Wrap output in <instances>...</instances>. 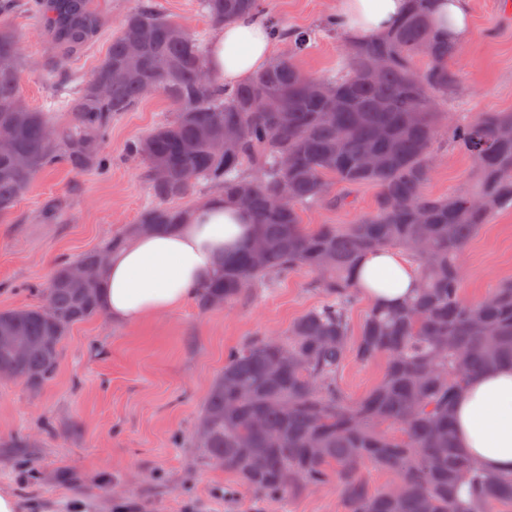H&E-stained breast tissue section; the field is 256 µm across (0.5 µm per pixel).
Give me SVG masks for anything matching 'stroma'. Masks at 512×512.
<instances>
[{"instance_id":"1","label":"stroma","mask_w":512,"mask_h":512,"mask_svg":"<svg viewBox=\"0 0 512 512\" xmlns=\"http://www.w3.org/2000/svg\"><path fill=\"white\" fill-rule=\"evenodd\" d=\"M142 0H94L100 36L70 65L73 78H87L106 54L126 14ZM164 16L194 36L210 38L214 26L196 0H153ZM285 28L315 32L298 66L323 77L341 64L344 40L321 33L336 0H267ZM23 39L27 59L19 84L31 107L67 120L59 100L68 87L55 81V54L33 13L9 18ZM471 34L454 62L460 81L440 104L450 121L478 112H512V0H472ZM176 110L155 93L112 122L104 142L108 171L77 173L58 165L40 171L0 216V310L41 304L37 284L53 266L74 261L126 233L153 197L145 165L127 145L172 118ZM473 163L439 134L424 191L445 197L469 188ZM349 196L347 208L303 210L305 224H350L372 211L376 191L364 185H333ZM57 218L40 219L47 206ZM461 295L485 298L512 280V209L498 212L467 245ZM313 273L299 270L270 288L220 309L196 301L126 327L104 316L78 323L60 352L54 378L41 390L19 379L0 380V489L12 491L23 512H345L335 480L274 503L258 496L224 497L234 483L224 469L201 465L191 444L197 417L225 354L259 334L279 336L322 297ZM385 358L348 359L340 373L346 394L357 399L381 380Z\"/></svg>"}]
</instances>
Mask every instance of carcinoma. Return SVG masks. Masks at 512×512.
<instances>
[{
  "instance_id": "carcinoma-1",
  "label": "carcinoma",
  "mask_w": 512,
  "mask_h": 512,
  "mask_svg": "<svg viewBox=\"0 0 512 512\" xmlns=\"http://www.w3.org/2000/svg\"><path fill=\"white\" fill-rule=\"evenodd\" d=\"M93 0H40L66 80L72 59L100 34ZM433 0H409L384 36L346 43L344 62L323 78L302 72L296 58L310 32L269 20L288 55L274 57L249 82L228 90L205 65L206 46L148 3L121 23L103 59L61 108L59 125L20 97L25 57L6 20L15 0H0V216L9 213L34 175L63 164L75 172L108 165L104 139L112 119L152 92L176 105L174 117L130 142L146 161L155 204L128 232L178 224L188 209L173 202L206 183L234 201L245 197L254 240L224 262V274L196 297L204 309L298 269L316 275L322 302L281 337H253L229 352L200 409L193 447L199 462L233 474L238 486L266 499L339 484L346 512H499L512 506V475L482 470L455 446L450 405L469 376L512 362V283L477 303L461 297L459 258L482 225L512 207V112H480L448 128V139L474 164L473 186L446 198L424 193L431 174L439 99L459 82L452 62L461 43L435 30ZM220 26L240 14L265 12V0H199ZM141 47L129 61V46ZM383 58L372 75L368 65ZM104 84L101 97L95 86ZM235 139L224 155L216 140ZM194 145L187 152L184 146ZM288 155V167L281 165ZM374 156L378 165L365 166ZM377 189L374 209L352 224L301 222L306 208L334 205L331 184ZM125 237L84 254L100 266ZM398 248L416 265L420 288L403 305H370L358 334L351 309L364 296L356 262L374 249ZM61 263L42 289L43 303L0 311V336L31 342L18 353L0 346V368L40 388L54 377L71 327L101 314L100 279L74 281ZM387 358L381 382L357 401L339 383L352 356ZM370 463L393 474L369 488Z\"/></svg>"
}]
</instances>
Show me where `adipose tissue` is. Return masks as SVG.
<instances>
[{
  "label": "adipose tissue",
  "instance_id": "ef3b65f1",
  "mask_svg": "<svg viewBox=\"0 0 512 512\" xmlns=\"http://www.w3.org/2000/svg\"><path fill=\"white\" fill-rule=\"evenodd\" d=\"M407 0H337L336 22L349 41L386 34L403 15ZM434 27L455 40L469 35V0H439ZM274 42L265 19L244 15L213 32L207 69L225 84L251 79L269 66ZM257 231L251 213L213 193L174 228L131 234L113 253L99 291V304L111 324L137 323L175 311L216 279L224 259ZM355 279L373 302L396 304L418 286V275L404 254L390 249L365 253ZM457 447L482 469L512 474V364L473 374L451 405Z\"/></svg>",
  "mask_w": 512,
  "mask_h": 512
}]
</instances>
